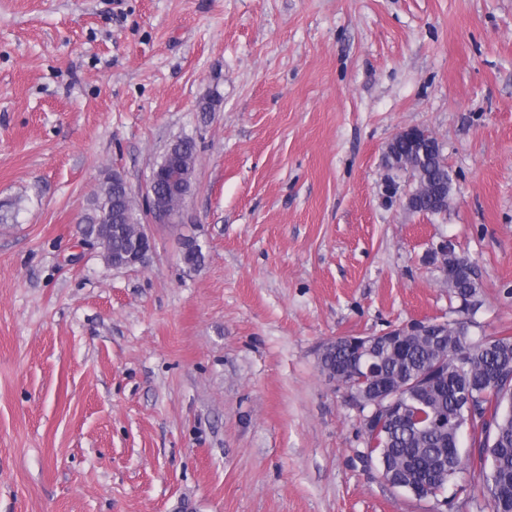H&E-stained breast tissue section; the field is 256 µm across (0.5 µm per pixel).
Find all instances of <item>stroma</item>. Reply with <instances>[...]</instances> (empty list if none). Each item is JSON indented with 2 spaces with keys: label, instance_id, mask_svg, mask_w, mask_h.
Listing matches in <instances>:
<instances>
[{
  "label": "stroma",
  "instance_id": "obj_1",
  "mask_svg": "<svg viewBox=\"0 0 512 512\" xmlns=\"http://www.w3.org/2000/svg\"><path fill=\"white\" fill-rule=\"evenodd\" d=\"M407 125L453 174L441 214L382 161ZM180 136L182 223L108 267L88 198ZM445 239L469 336H512V0H0V512H492L464 473L381 481L317 361L456 321ZM456 261H457L456 269H452L450 271V273L452 275L451 276L452 282H450V285L448 286V288H450L452 290L455 297H458L460 299H461V297L463 298V307L461 308V310H458V312L464 314L465 312L468 311V308H469V301L465 298V293L472 291V293L474 294L475 301L474 300L470 301V302H472V307H475L474 311L481 304V300H480L481 295H480L479 291H477L475 289L468 288V286H467V283L470 278L468 269L470 266H472V265L474 266L471 259L464 254L460 255L457 253Z\"/></svg>",
  "mask_w": 512,
  "mask_h": 512
}]
</instances>
